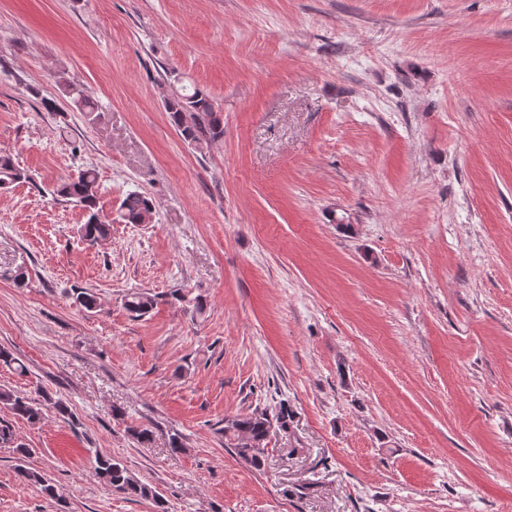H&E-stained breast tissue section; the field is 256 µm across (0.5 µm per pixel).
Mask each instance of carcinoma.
<instances>
[{"label":"carcinoma","instance_id":"cac0c4a2","mask_svg":"<svg viewBox=\"0 0 512 512\" xmlns=\"http://www.w3.org/2000/svg\"><path fill=\"white\" fill-rule=\"evenodd\" d=\"M63 92L81 112L95 111L91 95L80 85L64 84ZM164 109L170 122L180 136L188 142L216 140L224 136L223 118L215 109L210 98L198 89L179 92L164 99ZM29 179L22 170L16 168L11 159L0 157V188H8L15 183ZM57 201L72 202L80 206L86 214V222L81 227L82 239L94 244L108 238L112 222L102 218L99 207V183L93 169H81L76 174L60 181L51 191ZM154 201L139 191L125 195L118 207V220L124 224H144L155 217ZM74 302L87 310L97 308V297L86 288L72 290ZM156 296L144 290L131 291L126 295L125 308L139 316L147 314L155 304ZM0 406L12 415L31 424L41 421L46 410L53 408L59 414H68V408L60 400L47 394L36 396L20 393L8 388H0ZM292 411L288 403L280 402L274 408L251 414H237L224 417V441L235 449L236 455L250 467L259 470L265 461L267 438L273 427L288 431ZM95 471L99 479L115 491L145 500H157L153 488L137 480L120 461L105 456L95 457ZM18 475L25 481L39 487L40 492L55 501L59 510H64L58 491L42 473L23 465Z\"/></svg>","mask_w":512,"mask_h":512}]
</instances>
